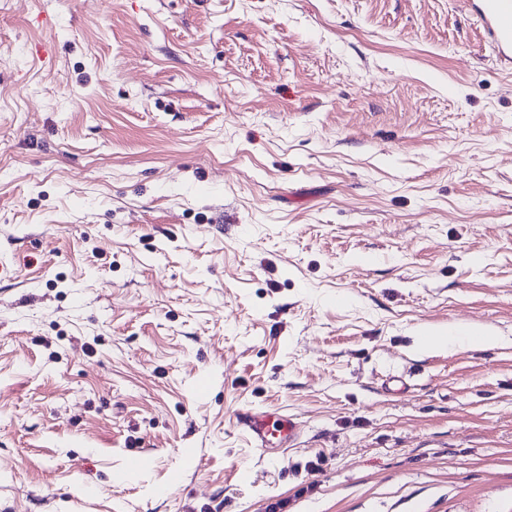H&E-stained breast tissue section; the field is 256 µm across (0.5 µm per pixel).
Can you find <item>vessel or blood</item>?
I'll return each mask as SVG.
<instances>
[{
    "label": "vessel or blood",
    "mask_w": 512,
    "mask_h": 512,
    "mask_svg": "<svg viewBox=\"0 0 512 512\" xmlns=\"http://www.w3.org/2000/svg\"><path fill=\"white\" fill-rule=\"evenodd\" d=\"M460 8L470 14L494 49L501 64L512 68V0H458ZM235 425L253 452L270 455L274 447L292 443L300 430L293 417L247 408L236 416Z\"/></svg>",
    "instance_id": "obj_1"
}]
</instances>
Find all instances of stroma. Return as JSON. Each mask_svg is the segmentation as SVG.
I'll use <instances>...</instances> for the list:
<instances>
[{
    "label": "stroma",
    "instance_id": "35a3bbf8",
    "mask_svg": "<svg viewBox=\"0 0 512 512\" xmlns=\"http://www.w3.org/2000/svg\"><path fill=\"white\" fill-rule=\"evenodd\" d=\"M278 500L512 512V73L454 0H0V512ZM235 426L256 454L265 457L286 443H292L300 430V422L291 416L276 415L247 408L236 416Z\"/></svg>",
    "mask_w": 512,
    "mask_h": 512
}]
</instances>
